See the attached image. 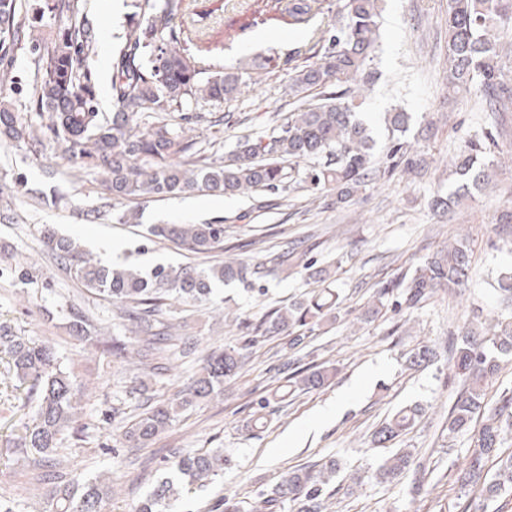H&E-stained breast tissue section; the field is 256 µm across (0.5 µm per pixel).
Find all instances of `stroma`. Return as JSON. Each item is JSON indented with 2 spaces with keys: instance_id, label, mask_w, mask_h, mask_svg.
<instances>
[{
  "instance_id": "1",
  "label": "stroma",
  "mask_w": 512,
  "mask_h": 512,
  "mask_svg": "<svg viewBox=\"0 0 512 512\" xmlns=\"http://www.w3.org/2000/svg\"><path fill=\"white\" fill-rule=\"evenodd\" d=\"M273 0H184L181 22L186 47L200 67L255 62L262 70L255 85L228 103L202 99L189 116L231 112L238 123L218 127L198 125L222 151L239 140L264 135L272 122H285L283 91L290 73L312 62L323 51L326 32L343 25V0H320L321 12L310 25L295 24L272 8ZM83 9L95 19L100 38L89 63L98 74L100 111L112 110L111 59L118 36L130 21V0H83ZM258 29L269 32L264 43L249 45ZM380 46L364 71L371 90L359 108L377 141L375 161L384 164L389 141L383 117L393 109L408 112L405 134L419 142L423 165L419 173L381 171L374 187L340 204L330 190L308 187L272 193L275 205L260 207L248 197L203 193L157 200L139 198L116 202L105 193L93 171L74 172L61 151L44 154L0 138V211L13 223H0V247L14 263L27 268L33 281L23 284L0 277V325L34 340L50 339L64 367L82 380L79 423L81 436L65 431L58 461L67 472L92 478L103 474L112 481L106 512H135L164 476L165 460L212 448L223 449L231 464L205 490L186 492L182 512H210L224 497L253 502L258 490L279 481L295 465L340 460L342 468L332 483L328 512H457L455 469L470 446L468 436L449 437L448 412L462 385L454 379L448 357L453 337L481 330L504 311L496 290L500 272L512 268V224L499 223L502 210L512 206V112H486L475 93L448 89L442 63L448 41V0H384L380 17ZM502 133L493 156L496 164L492 193H472L447 213L431 208L433 196L452 189L446 169L449 158L464 143L481 135L492 122ZM136 210L140 221L122 224L119 212ZM220 224L224 251L196 255L175 244L147 240L148 224ZM60 235L79 239L85 249L105 264H134L143 269L165 266L206 267L224 260L227 249L250 265L260 267L257 291L236 283L224 285L227 310L178 306L174 313L184 335L204 348L242 346L244 334L236 316L260 319L270 309L285 307L313 296L324 287L335 288L340 307L335 323L314 331L301 352L304 362L334 364L338 373L319 390L295 393L264 429L249 427L252 405L275 393L280 385L279 365L291 352L288 338H265L245 349V363L224 383V394L182 412L174 427L147 448H124L121 430L112 422L113 407L127 419L141 411L142 397L134 366L113 360L75 341L69 331L74 312L85 313L103 338L134 341L129 322L121 319L112 302L91 295L73 277L50 260L41 241L44 225ZM467 238L473 276L456 294L440 291L421 307L370 321L361 314L383 283L412 271L420 261L449 240ZM117 251H110V244ZM305 249L317 265H333L330 282L299 269L282 275L270 272L273 257ZM439 351L434 364L407 369L404 353L418 345ZM8 358L0 353V499L14 503V512H42L47 488L35 478L28 461L8 451L32 425L35 404L7 373ZM171 370L151 382L152 398L163 401L199 369L198 361L171 354ZM344 398L342 410L320 421L323 409ZM421 404L425 415L397 448L412 449L427 472L419 494H412L413 475L385 486L369 475L385 456L372 447L371 435L393 411ZM361 473V483L350 480Z\"/></svg>"
}]
</instances>
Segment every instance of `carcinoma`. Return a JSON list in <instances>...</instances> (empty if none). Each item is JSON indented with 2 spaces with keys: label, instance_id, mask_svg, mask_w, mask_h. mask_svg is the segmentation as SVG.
Instances as JSON below:
<instances>
[{
  "label": "carcinoma",
  "instance_id": "cac0c4a2",
  "mask_svg": "<svg viewBox=\"0 0 512 512\" xmlns=\"http://www.w3.org/2000/svg\"><path fill=\"white\" fill-rule=\"evenodd\" d=\"M381 0H344L347 23L330 34L324 52L295 72L284 95L296 104L281 125L254 140L236 144L220 157L214 147L198 141L194 128L181 123L185 111L200 100L228 101L256 83L249 67H214L205 71L186 53L180 38L183 0H133V19L122 45L112 57V113L98 110L96 75L89 58L98 43V29L82 9V0H43L40 16L58 21V32L49 39L34 36L18 17V0H0V88L16 82L12 71L14 50L29 45L28 83L30 110L47 119L49 140L39 139L33 125L23 122L13 101L0 94V134L43 153L54 146L78 169L90 168L100 177V186L112 199L131 197H176L187 192L251 196L275 191L289 178V166L301 160L318 164L307 173L314 187L336 191V202L366 190L376 174L374 140L357 118L355 100L360 93L359 77L373 61L378 44ZM295 21L308 23L314 17L308 0H293ZM512 28V0H448V87L483 93L486 111L512 112V83L501 66L498 31ZM338 87L336 96L319 104H307V93H327ZM392 168H419L413 146L401 135L407 132L408 113L385 116ZM497 135L487 131L465 143L451 163L449 176L456 191L438 194L436 210H449L460 192L486 191L492 183L491 145ZM150 237L167 240L196 254H210L224 245L222 224H151ZM43 243L58 263L64 265L86 290L118 305L136 332V344L121 339L108 342L86 316L75 313L70 330L82 344L102 349L117 359L133 350L142 376L139 391L145 394L142 412L123 426L120 444L147 448L170 430L179 414L223 395L224 380L233 376L242 351L259 339L281 333L289 337L288 348L300 351L307 334L336 319L338 296L324 291L311 298L273 308L252 328V337L241 347L215 350L200 357L199 371L170 399L153 403L147 395L148 380L154 377L153 362L179 342L184 357L198 352L194 342L177 336L171 306L178 303L218 299L217 286L237 281L244 289L253 286L257 269L239 261H224L207 268L157 266L149 272L135 266L104 265L78 244L58 235L46 225ZM470 276L469 246L459 238L436 251L411 275L384 283L373 295L364 313L369 320L382 310L415 308L438 289L456 291ZM0 345L9 354L8 369L28 385L27 398L35 399L37 422L14 443L15 452L39 469L38 479L51 484L44 512H103L112 495V485L69 478L56 462L60 436L79 415L80 389L60 361L50 340L34 341L0 333ZM409 369L425 367L435 357L428 345L404 354ZM512 358V319L502 317L488 324L484 336H461L453 356L452 371L464 387L448 413V435H470V448L457 468V499L462 512H487L489 505L512 491V451L504 445L512 440V392H504L491 404L486 386ZM283 384L272 398L256 402L252 427L265 428L273 414L271 402L282 403L296 391L324 387L336 375L332 365L306 364L291 357L278 368ZM425 414L421 405L398 409L374 433V442L386 443L406 434ZM484 418L480 428L474 423ZM495 462V469L486 468ZM224 449L213 448L197 455L178 457L164 464L166 477L146 497L136 512H180L181 499L193 487L202 488L224 475ZM413 453L398 448L386 455L375 479L393 484L413 469ZM338 464L331 461L288 469L270 489L258 492L255 505L224 497L217 512H323L326 490L336 477Z\"/></svg>",
  "mask_w": 512,
  "mask_h": 512
}]
</instances>
